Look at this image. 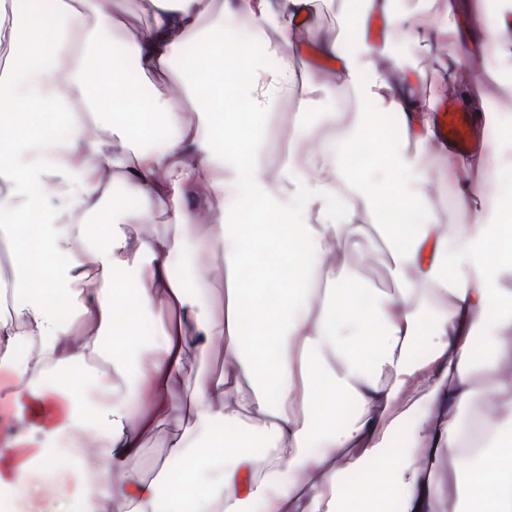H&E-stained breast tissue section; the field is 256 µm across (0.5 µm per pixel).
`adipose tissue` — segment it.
<instances>
[{
    "mask_svg": "<svg viewBox=\"0 0 512 512\" xmlns=\"http://www.w3.org/2000/svg\"><path fill=\"white\" fill-rule=\"evenodd\" d=\"M436 1L406 13L396 0H359L348 16L357 32L348 49L322 33L319 0H285L281 12L268 0H221L218 18H247L263 41L258 55L203 36L208 0H138L147 22L122 39L138 72L165 73L191 44L202 75L220 83L245 69L250 82L241 99H226L220 113L203 108L193 124L175 107L176 96L192 92L185 82L155 88L147 109L123 120L88 124L72 102L92 99L96 82L113 79L110 0H40L54 22L48 36L29 22L31 0H0V40L17 47L0 66V181L9 186L0 227L34 215L42 228L38 241L16 244L14 278L0 290L1 301L19 297L0 313V371L13 378L9 398L29 424L0 438V452L16 460L0 474V502L47 498L71 464L85 474L82 512H107L116 495L126 512H346L354 500L362 512H380L381 497L347 479L376 466L397 512H512V194L489 196L504 165L444 152L436 138L440 92L465 85L467 60L493 51L497 71L512 75V0H440V10ZM464 17L475 33L437 69V93L426 91V72L379 67L395 33L421 46L432 37L452 42ZM373 18L386 25L376 42ZM304 47L340 60L327 83L396 114L406 148L379 154L372 169L349 168L344 159L373 115L347 124L329 112L318 128L299 112L269 168L255 120L282 100L305 104L320 93L295 64ZM26 107L41 121L26 120ZM59 124L66 136H54ZM116 170L125 173L126 194L145 206L89 237L85 218L100 209L99 189ZM447 171L461 182V213L487 205L480 223L453 237L426 190L432 173ZM388 200L421 220L391 221L379 238L373 221ZM158 209L172 234L128 235L126 225L151 223ZM382 248L390 285L372 292L350 258ZM191 252L221 253L223 304L203 283L173 276L174 261ZM35 254L65 258L37 285ZM284 267L290 277L281 276ZM50 294L68 320L50 313ZM160 314L167 320L155 355L141 362L129 351L134 329ZM216 347L223 372L204 378L192 400L175 398L188 352ZM480 366L493 377L497 407L475 420L466 411ZM59 369L101 384L104 402L89 405L74 393L60 418H46L53 396L44 383ZM347 403L354 412L340 418ZM219 423L225 435H216ZM156 432L168 436L167 456L147 479L125 462ZM256 435L264 452H244ZM445 455L460 462L448 511L437 469Z\"/></svg>",
    "mask_w": 512,
    "mask_h": 512,
    "instance_id": "ef3b65f1",
    "label": "adipose tissue"
}]
</instances>
